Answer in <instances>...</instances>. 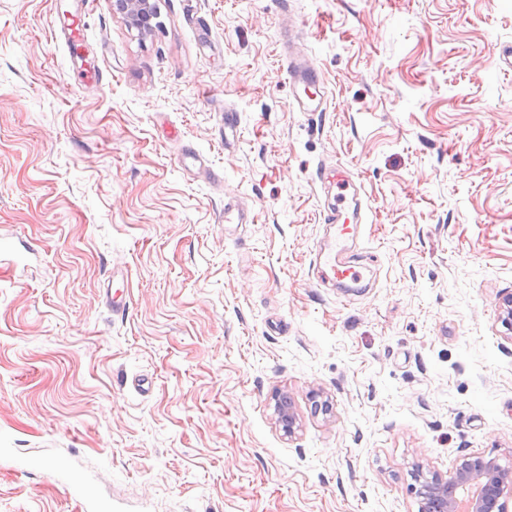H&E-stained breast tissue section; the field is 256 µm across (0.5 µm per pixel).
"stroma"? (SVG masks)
<instances>
[{"instance_id":"1","label":"stroma","mask_w":512,"mask_h":512,"mask_svg":"<svg viewBox=\"0 0 512 512\" xmlns=\"http://www.w3.org/2000/svg\"><path fill=\"white\" fill-rule=\"evenodd\" d=\"M157 8L141 34L0 0V512H418L414 462L512 463V0ZM290 29L327 111L293 99ZM323 165L371 208L372 287L320 277ZM254 220L253 209L242 206L233 198L224 201L225 224H251ZM275 421L285 435L292 437L300 427V418L296 412L292 397L278 392L274 396Z\"/></svg>"}]
</instances>
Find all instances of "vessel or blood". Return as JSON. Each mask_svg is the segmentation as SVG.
<instances>
[{"mask_svg":"<svg viewBox=\"0 0 512 512\" xmlns=\"http://www.w3.org/2000/svg\"><path fill=\"white\" fill-rule=\"evenodd\" d=\"M288 81L299 109L304 112H322L326 109L324 81L317 66L297 57L288 59ZM319 182L336 187L334 201L322 212V221L333 231V243L320 250L319 265L323 279L336 284L356 283L362 272L343 256L349 241L355 240L358 228L368 210L359 187L353 183L347 169L336 166L318 172ZM255 220L253 209L242 206L235 199L224 202V221L228 224H250Z\"/></svg>","mask_w":512,"mask_h":512,"instance_id":"b4317fda","label":"vessel or blood"}]
</instances>
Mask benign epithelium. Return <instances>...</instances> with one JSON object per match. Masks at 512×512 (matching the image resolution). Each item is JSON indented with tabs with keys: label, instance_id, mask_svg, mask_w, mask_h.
Here are the masks:
<instances>
[{
	"label": "benign epithelium",
	"instance_id": "7a95c632",
	"mask_svg": "<svg viewBox=\"0 0 512 512\" xmlns=\"http://www.w3.org/2000/svg\"><path fill=\"white\" fill-rule=\"evenodd\" d=\"M112 12L127 27L149 32L158 25L159 13L155 0H112ZM499 320L512 339V293L499 306ZM275 421L284 434L295 435L300 427L292 397L278 392L274 396ZM413 483L410 493L430 505L431 512H459L456 491L475 485L478 493L470 501L466 512H509L512 499V465L505 466L498 459L482 453H468L456 457L448 471L425 469L413 464Z\"/></svg>",
	"mask_w": 512,
	"mask_h": 512
}]
</instances>
